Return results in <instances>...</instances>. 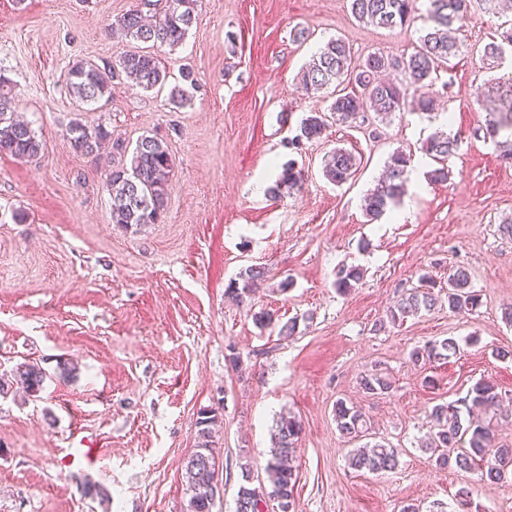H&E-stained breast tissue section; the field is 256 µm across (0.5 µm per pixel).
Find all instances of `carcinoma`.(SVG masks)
Wrapping results in <instances>:
<instances>
[{
  "mask_svg": "<svg viewBox=\"0 0 512 512\" xmlns=\"http://www.w3.org/2000/svg\"><path fill=\"white\" fill-rule=\"evenodd\" d=\"M200 0H133L132 7L112 23L107 33L120 34L138 42L176 47L183 42L196 21ZM418 0H349L353 17L367 25L393 29L413 19ZM429 25L422 29L418 46L410 55L395 57L373 54L368 56L355 76L359 90L338 95L329 111L336 120L346 123L365 112H373L387 120L399 112L434 111L431 87L440 63L456 55L460 44L455 32L470 19L474 0H429ZM499 40L480 49L487 62L502 64L506 54H512V20L499 25ZM352 56L349 45L341 38L329 39L312 62L302 70L301 82L308 93H317L332 83L341 84L351 75ZM387 71L403 75L405 82L397 84L379 79ZM119 82L151 91L166 83V73L157 58L149 51H134L115 60L81 61L67 72L70 95L83 104L95 103L111 94L112 84ZM328 128L326 115L314 112L302 119L297 140H319ZM508 132L507 140L500 141L501 132ZM483 132V139L503 149V157L512 161V98L492 112ZM71 147L77 153L112 155L105 188L110 197L112 223L126 229H138L147 224H159L164 219L168 204V186L173 171V159L166 141L155 136H142L134 148L115 138L105 125L88 126L73 119L66 130ZM44 148L42 137L32 125L15 116L13 83L0 74V155L17 160L38 156ZM458 149V138L438 131L425 144L426 154L435 158L439 167L429 172V180L438 183L448 179L446 161ZM355 156L337 148L330 152L323 164V175L340 186L356 171ZM410 157L401 151L393 152L386 170L365 195L362 209L370 221L378 220L396 206L405 193ZM304 181L303 170L290 162L270 188L274 197L285 190L298 189ZM269 276L264 266L251 265L241 270L231 281L225 294L228 299L245 304L251 300L253 287ZM363 274L357 267H344L336 279L337 291L346 294L359 284ZM437 284L429 276H422L419 286L409 289L397 299L387 313L388 322L395 325L410 316L429 313L443 306L448 312L465 316L475 312L481 304V295L471 283L470 273L456 268L448 277L446 298L435 293ZM460 345L453 337L428 341L410 353L415 363L447 360L457 355ZM46 373L36 364L24 361L17 364L11 376L0 377V395L17 387L30 397L43 389ZM360 388L369 394L386 392L391 382L382 373L371 370L359 379ZM501 393L489 379L478 380L460 399V404H437L429 413L430 434L425 451L430 453L439 468L448 466L454 457L457 468L477 470L481 481L492 488L512 475V447L495 443V421L500 415ZM336 428L349 441H361L369 435L367 421L360 409L343 400L336 401L334 409ZM219 420L215 409L202 412L198 424L196 450L186 459L184 481L189 495L187 512H212L216 497L215 456L212 426ZM302 431L301 422L294 416L277 420L273 435L271 457L264 468L266 480L258 483L252 478L249 464L242 465L244 483L237 492L235 512H260L263 504L272 500L278 512H296L294 489L295 469L290 464L295 443ZM351 468L372 473L392 472L399 465V450L384 442L365 443L351 451Z\"/></svg>",
  "mask_w": 512,
  "mask_h": 512,
  "instance_id": "carcinoma-1",
  "label": "carcinoma"
}]
</instances>
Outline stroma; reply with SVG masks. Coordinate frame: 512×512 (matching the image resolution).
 Returning <instances> with one entry per match:
<instances>
[{"instance_id":"35a3bbf8","label":"stroma","mask_w":512,"mask_h":512,"mask_svg":"<svg viewBox=\"0 0 512 512\" xmlns=\"http://www.w3.org/2000/svg\"><path fill=\"white\" fill-rule=\"evenodd\" d=\"M132 0H0V72L15 108L44 141L29 160L0 157V375L28 360L46 374L39 397H0V512H186L183 465L202 410L218 409L213 512H235L241 464L264 477L276 420L302 422L293 464L296 512H512V483L488 491L472 471L436 467L423 448L434 405L453 403L483 378L506 398L498 442L512 445V165L477 130L489 102L475 91H512V69L487 68L479 54L500 22L475 7L456 57L440 64L432 91L438 116L374 113L330 123L296 142L299 122L326 111L336 94L302 91L299 74L330 38L346 40L354 63L373 53H412L429 0L405 27L360 23L349 0H201L182 45L154 46L165 88L118 85L110 98L80 104L64 75L79 61L114 60L138 44L105 27ZM187 99L170 101L183 84ZM105 124L135 145L165 139L174 168L162 223L113 224L104 189L108 160L74 153V118ZM456 135L447 182L427 173L423 144ZM359 161L337 186L323 175L333 149ZM417 164L399 205L367 222L361 208L393 151ZM308 179L292 195L268 192L286 162ZM398 210V211H399ZM25 215L16 222L14 212ZM250 265L269 269L250 306L225 295ZM365 271L346 295L345 266ZM465 267L482 305L462 317L438 309L386 324L397 295L421 276L447 282ZM292 282L282 293L277 284ZM298 318L296 334L255 326L252 311ZM448 336L456 357L413 364L415 346ZM243 368L234 370L230 352ZM75 366L70 378L62 365ZM376 369L391 389L370 396L359 377ZM361 408L370 434L401 450L395 471L352 469L336 428L337 399ZM102 486L109 502L85 495ZM469 489L468 500L458 496Z\"/></svg>"}]
</instances>
